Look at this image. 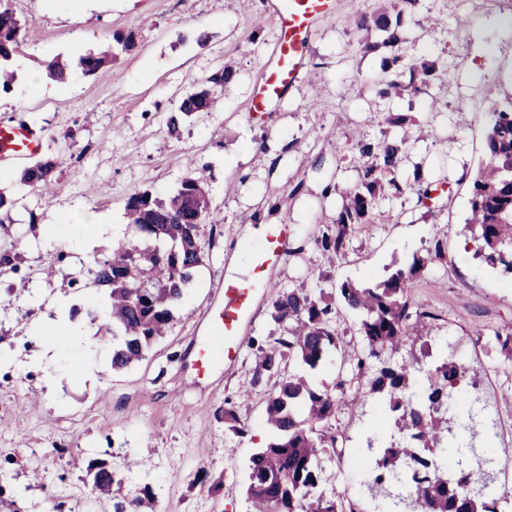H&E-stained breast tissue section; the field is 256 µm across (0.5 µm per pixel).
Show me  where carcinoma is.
I'll return each instance as SVG.
<instances>
[{"mask_svg":"<svg viewBox=\"0 0 512 512\" xmlns=\"http://www.w3.org/2000/svg\"><path fill=\"white\" fill-rule=\"evenodd\" d=\"M26 21L9 7H0V94L12 91L16 73L10 62L22 41ZM362 31L389 29L385 13L359 16ZM116 57L110 47L79 58L84 75L95 74ZM409 65L419 91L439 76L436 62H426L395 49L384 64L385 76L376 85V95L389 99L408 89L396 79L398 69ZM47 76L64 81L70 65L60 57L46 65ZM236 74L226 64L206 78L181 101L178 111L189 116L210 112L218 102L215 87ZM424 136V128L399 140H366L356 143L359 174L356 186L346 192L336 218L323 225L317 249L329 260L337 259L346 242L362 225L374 222L378 202L385 195H399L412 188L419 197L431 194L420 173L414 184L398 181L394 169L410 141ZM57 160L39 158L23 169L20 184L43 192L52 182ZM469 224L478 231V252L502 272L512 276V101L506 109L491 113L484 158L471 186ZM211 198L203 173L190 171L166 198L150 190L136 192L126 201L124 217L133 226L137 240L119 243L111 255L95 262L94 284L109 290L110 314L99 323L98 333L112 338V368L123 369L141 360L151 345L169 329L174 309L184 288L194 280L203 256L214 244L204 238L201 227L210 223ZM444 256V245L435 240L427 257H416L407 269H399L383 282L363 287L350 281L336 283L327 275L328 291L317 295L303 288L281 290L272 302V316L283 331L256 345V364L250 388L280 378L279 390L267 401L265 421L273 439L251 455L247 495L251 512H501L506 494L492 489L489 473L494 451L470 464L448 460V409L457 405L465 371L459 363L443 357L427 371L428 384L413 390L417 359L393 363L385 358L398 351L414 330L410 323L408 290L418 270ZM359 314L361 347L349 356L352 377L368 380L362 398L374 399L383 411L395 415L399 438L374 446L366 437L363 451L374 461L373 469L356 494L337 489L328 496L319 491L323 482L321 459L339 455V437L318 430L336 414L346 380L336 376L332 389H313L300 373H285L286 365L299 362L308 370L323 366L333 352L342 351L343 334L338 330L339 307ZM221 418L235 433L244 435L233 403L224 402ZM370 503L373 509L359 507ZM113 512H155L149 489L131 498L112 496Z\"/></svg>","mask_w":512,"mask_h":512,"instance_id":"cac0c4a2","label":"carcinoma"}]
</instances>
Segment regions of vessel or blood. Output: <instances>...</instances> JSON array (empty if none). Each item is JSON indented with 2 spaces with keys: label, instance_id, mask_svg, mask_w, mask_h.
Here are the masks:
<instances>
[{
  "label": "vessel or blood",
  "instance_id": "1",
  "mask_svg": "<svg viewBox=\"0 0 512 512\" xmlns=\"http://www.w3.org/2000/svg\"><path fill=\"white\" fill-rule=\"evenodd\" d=\"M330 2L282 0L275 18L278 37L270 61L262 67L260 84L250 103L252 112L268 111L299 79L313 25L328 14ZM40 148L41 138L34 130L20 123H0V162L36 154ZM291 234L285 224L266 226L259 247L249 254L251 277L225 280L224 312L220 323L223 338L217 345L204 341L194 364L196 374H208L218 365L233 362L238 357L243 342L241 326L259 286L264 283L265 269L284 257Z\"/></svg>",
  "mask_w": 512,
  "mask_h": 512
}]
</instances>
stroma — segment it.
<instances>
[{
    "mask_svg": "<svg viewBox=\"0 0 512 512\" xmlns=\"http://www.w3.org/2000/svg\"><path fill=\"white\" fill-rule=\"evenodd\" d=\"M272 0H8L27 28L13 58L16 80L0 96V121L23 123L42 135L41 156H57L54 195L44 199L19 183L21 163L0 168V190L15 204L0 220V249L16 248V270L0 273V512H112L91 474L117 471L118 496L150 488L157 512H250L246 494L250 456L273 438L264 419L277 379L249 385L252 340L279 335L271 305L281 289L316 291L323 273L335 280L375 285L407 268L433 241L443 258L411 283V312L434 315L410 337L421 368L417 386L441 351L455 350L467 369L471 415L455 414V434L470 448L492 446L503 460L498 488L512 490V358L497 332L512 327V276L479 255L458 260L472 240L469 184L484 155L488 118L512 100V0H335L317 20L305 54L302 83L269 112L248 106L275 36ZM386 11L405 48L438 61L445 72L420 93L390 102L374 95L392 49L385 32L357 28L360 13ZM133 47L92 76L76 63L113 45L115 34ZM72 65L66 83L44 75L54 57ZM233 64L235 79L217 88L220 107L180 117L196 83ZM428 125L430 137L412 143L396 176L422 174L435 192L380 199L377 223L364 225L335 266L315 241L331 223L344 193L358 181L353 161L359 137L398 139L390 114ZM75 131L68 144L67 131ZM210 167L215 244L175 310L171 331L142 361L111 364L112 343L90 314H104L108 293L87 273L94 258L110 255L105 236L90 251L69 247L76 224L89 217L124 226V204L134 192L170 194L187 173V159ZM293 230L286 257L266 270L270 283L257 298L232 365L197 376L191 364L202 337L215 333L224 305V280L250 269L241 248L258 242L252 222ZM46 328L34 338L35 325ZM250 386V385H249ZM346 393L329 422L337 434L360 440L381 419L373 402ZM233 399L249 431L229 430L217 413ZM40 480H33V471Z\"/></svg>",
    "mask_w": 512,
    "mask_h": 512,
    "instance_id": "35a3bbf8",
    "label": "stroma"
}]
</instances>
